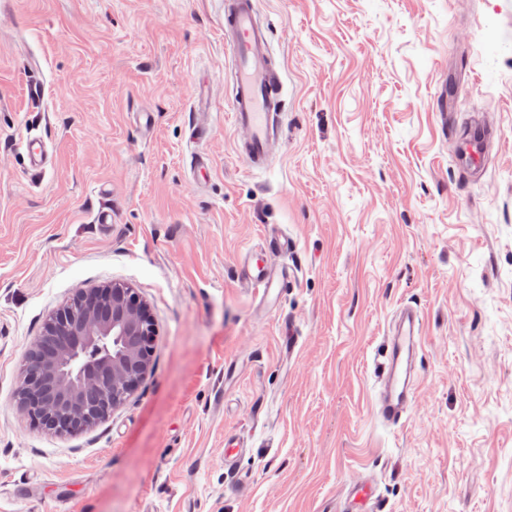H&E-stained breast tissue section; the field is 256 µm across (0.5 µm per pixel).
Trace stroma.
I'll return each mask as SVG.
<instances>
[{"label": "stroma", "mask_w": 512, "mask_h": 512, "mask_svg": "<svg viewBox=\"0 0 512 512\" xmlns=\"http://www.w3.org/2000/svg\"><path fill=\"white\" fill-rule=\"evenodd\" d=\"M255 7L281 81L262 169L237 151L224 0H0V512H336L357 474L386 512H512V0ZM474 120L494 131L480 172L459 154ZM273 233L296 248L264 300L239 266ZM112 284L151 315L150 373L92 426L34 425L30 346ZM406 303L424 394L389 427L373 397ZM21 150L26 155L31 169L43 170L47 163L48 152L46 143L40 136L27 137L21 144Z\"/></svg>", "instance_id": "35a3bbf8"}]
</instances>
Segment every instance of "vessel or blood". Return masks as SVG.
Returning <instances> with one entry per match:
<instances>
[{
	"label": "vessel or blood",
	"mask_w": 512,
	"mask_h": 512,
	"mask_svg": "<svg viewBox=\"0 0 512 512\" xmlns=\"http://www.w3.org/2000/svg\"><path fill=\"white\" fill-rule=\"evenodd\" d=\"M224 32L229 37V51L224 69L231 77V117L234 125L246 128L248 137L241 151L251 168L265 167L271 152L274 128L273 97L280 84L272 68L265 30L256 20L254 0H226ZM490 129L487 125L472 126L463 152L470 166L481 168ZM31 169L43 170L48 152L45 141L38 136L27 137L21 144ZM295 247L288 236L271 235L265 249L249 250L240 266L242 282L262 298L281 294L288 284L283 268L271 265V251L288 253ZM423 345V321L411 306L402 307L391 328L381 368L380 389L375 401L377 417L388 426L407 420L418 403L421 386L418 355ZM347 499L363 504L361 512H384V508L368 479L357 476L351 481ZM348 506L341 512H351Z\"/></svg>",
	"instance_id": "b4317fda"
}]
</instances>
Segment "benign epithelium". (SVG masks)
I'll use <instances>...</instances> for the list:
<instances>
[{
	"mask_svg": "<svg viewBox=\"0 0 512 512\" xmlns=\"http://www.w3.org/2000/svg\"><path fill=\"white\" fill-rule=\"evenodd\" d=\"M55 323L35 341L47 342L42 357L27 358L20 389L21 408L36 423L67 431L84 429L105 417L145 380L152 367L156 334L146 306L131 288H97L79 293L51 316ZM113 336L133 342L117 359L85 361L78 347ZM68 363L54 396L41 387L53 362Z\"/></svg>",
	"mask_w": 512,
	"mask_h": 512,
	"instance_id": "benign-epithelium-1",
	"label": "benign epithelium"
}]
</instances>
